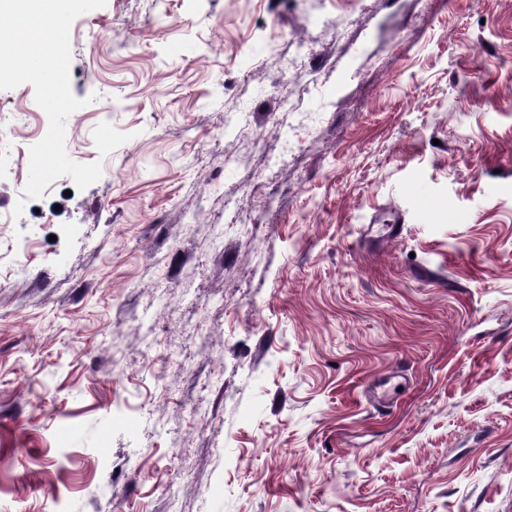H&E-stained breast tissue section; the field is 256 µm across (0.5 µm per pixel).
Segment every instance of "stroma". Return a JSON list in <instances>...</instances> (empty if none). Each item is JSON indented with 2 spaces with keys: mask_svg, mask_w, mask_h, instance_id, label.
<instances>
[{
  "mask_svg": "<svg viewBox=\"0 0 512 512\" xmlns=\"http://www.w3.org/2000/svg\"><path fill=\"white\" fill-rule=\"evenodd\" d=\"M70 46L94 184L27 197L0 90V512H512V0H107Z\"/></svg>",
  "mask_w": 512,
  "mask_h": 512,
  "instance_id": "stroma-1",
  "label": "stroma"
}]
</instances>
